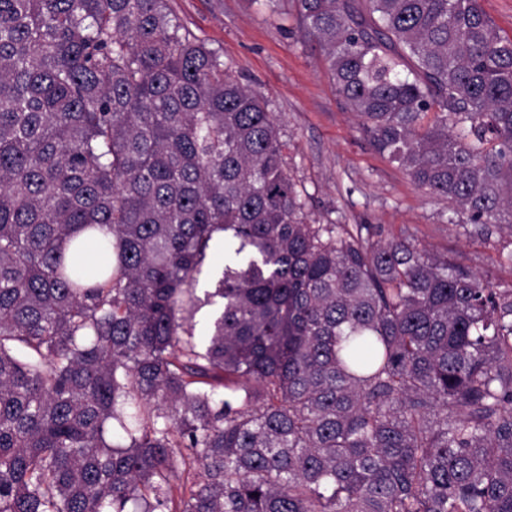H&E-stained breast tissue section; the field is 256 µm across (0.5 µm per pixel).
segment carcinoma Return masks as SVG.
Instances as JSON below:
<instances>
[{
    "mask_svg": "<svg viewBox=\"0 0 512 512\" xmlns=\"http://www.w3.org/2000/svg\"><path fill=\"white\" fill-rule=\"evenodd\" d=\"M296 8L369 145L512 236L479 0ZM285 149L168 0H0V512H512V289L308 223Z\"/></svg>",
    "mask_w": 512,
    "mask_h": 512,
    "instance_id": "cac0c4a2",
    "label": "carcinoma"
}]
</instances>
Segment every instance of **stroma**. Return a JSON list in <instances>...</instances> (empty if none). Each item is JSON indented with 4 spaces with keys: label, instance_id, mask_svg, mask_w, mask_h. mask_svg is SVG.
Instances as JSON below:
<instances>
[{
    "label": "stroma",
    "instance_id": "35a3bbf8",
    "mask_svg": "<svg viewBox=\"0 0 512 512\" xmlns=\"http://www.w3.org/2000/svg\"><path fill=\"white\" fill-rule=\"evenodd\" d=\"M178 20L219 49L233 75L273 104L286 161L309 196V222L375 224L386 239L408 237L434 254H458L498 289H512V266L497 251L512 239L483 238L448 223L447 199L418 188L397 163L360 135L326 73L319 45L304 37L295 0H169Z\"/></svg>",
    "mask_w": 512,
    "mask_h": 512
}]
</instances>
